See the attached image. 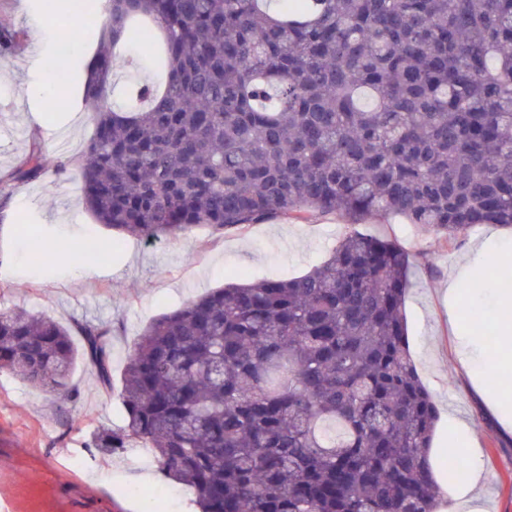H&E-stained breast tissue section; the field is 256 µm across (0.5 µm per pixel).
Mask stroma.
I'll return each mask as SVG.
<instances>
[{
  "label": "stroma",
  "mask_w": 512,
  "mask_h": 512,
  "mask_svg": "<svg viewBox=\"0 0 512 512\" xmlns=\"http://www.w3.org/2000/svg\"><path fill=\"white\" fill-rule=\"evenodd\" d=\"M59 0H0V26L24 31L14 52L0 59V179L21 166L32 143H40L45 172L0 196V309L46 315L62 324L88 319L112 327V374L120 376L132 340L160 314L188 298L232 282L291 278L325 260L351 230L397 242L411 255L405 298L410 351L433 397L439 420L429 464L444 489L448 512H465L459 482L447 479L448 437L464 423L466 447L487 479L479 489L482 512H512V401L497 415L472 379L497 375L498 389H512V371L490 370L489 359L511 342L499 328L495 285L512 276V263L489 270L492 253L512 254V230L492 224L446 242L434 230L407 223L395 213L360 224L338 214L306 222L270 221L223 235L199 228L178 240L142 241L113 235L96 224L78 181L55 172L59 158L81 152L92 133V109L80 82L96 42L60 57L68 95L47 105L27 90L34 60L55 57L74 18ZM111 241L108 253L85 261L79 249L87 235ZM47 256L50 275L29 268L32 248ZM458 300L480 307V325L448 321V286ZM71 393L61 396L31 387L0 370V512H195L192 495L155 469L152 455L130 448L112 455L92 441L101 425L120 428L126 413L118 393L102 391L94 371L78 367ZM151 482H143L145 469Z\"/></svg>",
  "instance_id": "obj_1"
}]
</instances>
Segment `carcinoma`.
Here are the masks:
<instances>
[{"instance_id":"1","label":"carcinoma","mask_w":512,"mask_h":512,"mask_svg":"<svg viewBox=\"0 0 512 512\" xmlns=\"http://www.w3.org/2000/svg\"><path fill=\"white\" fill-rule=\"evenodd\" d=\"M77 156L94 220L144 240L400 213L454 241L512 229V0H108ZM24 32L0 28V58ZM164 80L109 102L117 43ZM45 171L33 142L0 194ZM409 254L353 231L309 273L191 298L133 340L123 428L198 512H439L438 410L412 362ZM78 336L81 347L73 337ZM110 392L112 328L0 310V369Z\"/></svg>"}]
</instances>
